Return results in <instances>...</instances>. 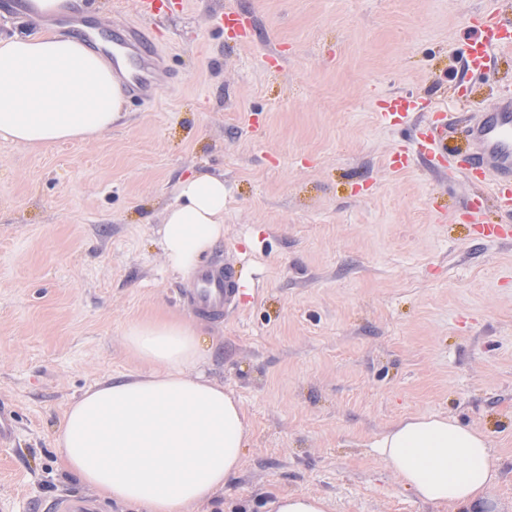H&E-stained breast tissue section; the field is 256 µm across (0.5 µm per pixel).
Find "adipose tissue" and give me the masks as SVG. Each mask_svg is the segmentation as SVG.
Wrapping results in <instances>:
<instances>
[{
  "label": "adipose tissue",
  "instance_id": "ef3b65f1",
  "mask_svg": "<svg viewBox=\"0 0 512 512\" xmlns=\"http://www.w3.org/2000/svg\"><path fill=\"white\" fill-rule=\"evenodd\" d=\"M109 57L80 39L0 37V138L31 148L98 139L123 114ZM224 178L195 173L176 187L159 246L170 270L192 274L224 236ZM123 337L147 372L103 380L67 406L55 435L66 470L143 512H188L241 468L251 423L232 392L188 371L206 358L179 321L134 320ZM374 449L430 503L471 512L497 480L483 434L448 418L412 417Z\"/></svg>",
  "mask_w": 512,
  "mask_h": 512
}]
</instances>
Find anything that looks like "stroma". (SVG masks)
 <instances>
[{
	"label": "stroma",
	"instance_id": "obj_1",
	"mask_svg": "<svg viewBox=\"0 0 512 512\" xmlns=\"http://www.w3.org/2000/svg\"><path fill=\"white\" fill-rule=\"evenodd\" d=\"M84 0L102 41L148 26L169 70L156 102H129L106 136L33 149L0 140V512L62 495L99 512L60 466L70 400L147 366L124 326L199 327L207 376L252 423L238 472L196 512H262L303 492L329 512H448L419 499L375 452L403 420L438 414L484 433L498 473L487 512H512V245L476 241L461 183L421 164L396 172L399 131L382 100L410 92L471 107L512 93V51L489 75L461 71L468 19L512 0ZM253 14L254 44L218 12ZM0 0V36L65 31ZM224 176V236L202 266L232 261L240 298L218 321L185 300L158 245L180 179ZM448 215L437 222L436 212Z\"/></svg>",
	"mask_w": 512,
	"mask_h": 512
}]
</instances>
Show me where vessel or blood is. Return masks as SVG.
<instances>
[{
	"mask_svg": "<svg viewBox=\"0 0 512 512\" xmlns=\"http://www.w3.org/2000/svg\"><path fill=\"white\" fill-rule=\"evenodd\" d=\"M224 21L239 32L242 42H253L257 30L241 10L228 8ZM469 36L462 66L470 73H487L495 54L512 49V18L492 7L468 23ZM114 44L124 59L121 72L131 97L150 101L158 97L167 83L163 66L145 29L115 32ZM391 127L410 126L416 150L400 145L391 154L393 168L402 170L419 160L439 176L463 180L468 192L462 210L470 223L483 221L487 201H494L512 216V94L498 96L491 104L464 112L437 109L427 111L419 98L405 95L386 100L378 114ZM462 126L464 148H449L448 129ZM239 286L233 264L205 268L198 272L188 300L196 313L211 319L223 318L235 305ZM45 512H98L93 501L67 498L50 502Z\"/></svg>",
	"mask_w": 512,
	"mask_h": 512,
	"instance_id": "vessel-or-blood-1",
	"label": "vessel or blood"
}]
</instances>
